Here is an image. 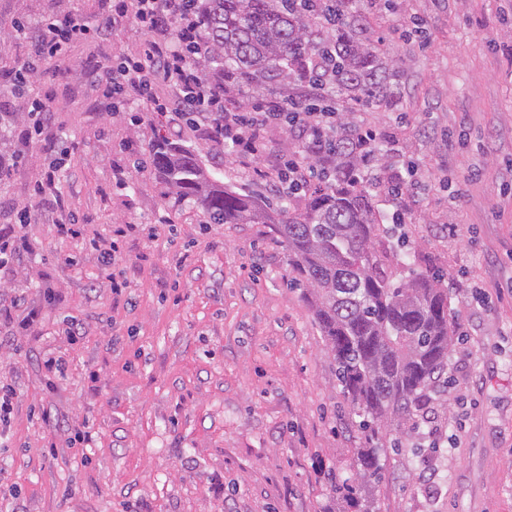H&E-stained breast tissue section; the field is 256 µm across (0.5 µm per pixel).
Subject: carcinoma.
Masks as SVG:
<instances>
[{"mask_svg":"<svg viewBox=\"0 0 512 512\" xmlns=\"http://www.w3.org/2000/svg\"><path fill=\"white\" fill-rule=\"evenodd\" d=\"M352 2L192 0L207 38L202 75L213 86L326 81L341 100L385 108L399 70L364 37L365 15ZM333 148L335 164L299 186V209L227 188L193 151L163 136L151 144L150 165L172 206L193 204L206 224H270L285 243L338 385L360 418L353 472L334 484L352 497L379 477L381 440L412 419L445 375L458 324L443 276L407 265L398 254L405 238L383 226L377 182L363 174L376 147H357L341 123Z\"/></svg>","mask_w":512,"mask_h":512,"instance_id":"cac0c4a2","label":"carcinoma"}]
</instances>
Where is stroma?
I'll return each instance as SVG.
<instances>
[{
    "label": "stroma",
    "mask_w": 512,
    "mask_h": 512,
    "mask_svg": "<svg viewBox=\"0 0 512 512\" xmlns=\"http://www.w3.org/2000/svg\"><path fill=\"white\" fill-rule=\"evenodd\" d=\"M367 37L396 60L397 110L353 109L411 173L399 212L417 269L444 274L459 338L448 382L413 428L378 450L368 512H512V0H358ZM113 0H0V29L81 16L74 41L24 90L0 83V112L50 103L55 144L23 147L0 179V225L22 242L0 274V387L14 392L0 436V512H357L332 489L361 443L288 251L267 224H206L171 207L150 168L156 135L192 148L215 180L263 199L261 169L298 150L244 159L135 101L110 111L86 70L138 51ZM81 224L60 237L52 202L32 187L49 157ZM126 171L125 187L114 175ZM41 211L32 222L22 208ZM155 226L146 237V226ZM123 230L114 294L94 242ZM40 314L22 331L24 309ZM81 337L72 340L71 324ZM60 358L50 374L44 356ZM89 425L90 446L75 433Z\"/></svg>",
    "instance_id": "35a3bbf8"
}]
</instances>
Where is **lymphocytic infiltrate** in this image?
Returning a JSON list of instances; mask_svg holds the SVG:
<instances>
[{"label": "lymphocytic infiltrate", "mask_w": 512, "mask_h": 512, "mask_svg": "<svg viewBox=\"0 0 512 512\" xmlns=\"http://www.w3.org/2000/svg\"><path fill=\"white\" fill-rule=\"evenodd\" d=\"M117 17L132 21L145 36L141 51L122 58L107 76L89 72L102 96L113 103L146 101L151 111L191 116L196 129L220 145L231 147L239 156L264 157L266 131L275 124L291 122L306 150L332 164L333 154L325 143L336 132L331 112H304L297 99L273 96L251 110L234 109L223 90L204 80L197 56L206 47L204 34L188 0H120ZM88 28L73 15L66 14L38 25L15 26L14 35L34 42V53L27 67L14 80L23 83L46 61L59 57L69 42L82 38ZM166 87L164 96L152 94L153 80Z\"/></svg>", "instance_id": "lymphocytic-infiltrate-1"}]
</instances>
